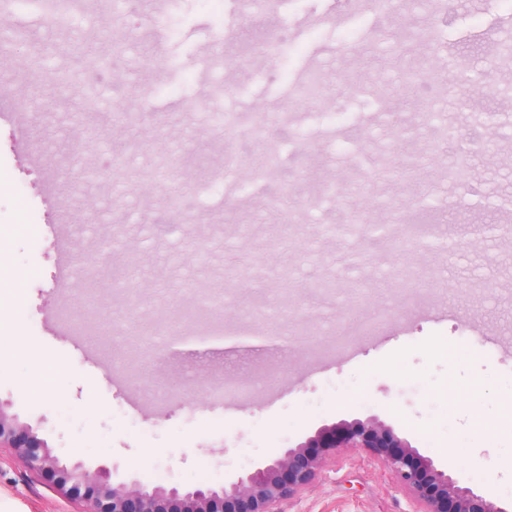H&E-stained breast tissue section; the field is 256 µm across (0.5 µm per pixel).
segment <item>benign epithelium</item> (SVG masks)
Instances as JSON below:
<instances>
[{"label": "benign epithelium", "instance_id": "obj_1", "mask_svg": "<svg viewBox=\"0 0 512 512\" xmlns=\"http://www.w3.org/2000/svg\"><path fill=\"white\" fill-rule=\"evenodd\" d=\"M192 206L191 197L182 192L168 196L170 214L178 216ZM244 334L239 328L207 324L199 340L223 341ZM4 445L19 449L28 465L49 475L64 494L88 499L89 512H280L279 505L312 484L326 457L339 448H361L387 464L417 512H507L477 490L460 485L393 426L375 417L324 425L272 463L221 486H149L137 480L115 485L106 468L90 470L81 462L60 459L32 426L20 423L0 403V447Z\"/></svg>", "mask_w": 512, "mask_h": 512}]
</instances>
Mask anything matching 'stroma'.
Wrapping results in <instances>:
<instances>
[{"instance_id":"stroma-1","label":"stroma","mask_w":512,"mask_h":512,"mask_svg":"<svg viewBox=\"0 0 512 512\" xmlns=\"http://www.w3.org/2000/svg\"><path fill=\"white\" fill-rule=\"evenodd\" d=\"M408 0L392 19L352 0H297L255 16L239 0H85L64 21L29 5L0 10V402L54 454L112 480L220 485L269 463L322 425L378 417L420 453L502 507L512 506V14L500 0ZM127 32L122 43L110 32ZM292 50L267 60L280 30ZM354 42H347V35ZM336 118L297 101L307 70ZM418 84L404 90V72ZM447 76L437 93L436 73ZM70 74L61 85L58 75ZM485 91L468 95L464 77ZM252 111L285 158L301 221L280 238L269 186L232 199L212 188L224 132L209 116ZM448 115L452 139L427 113ZM462 195L448 171L472 136ZM190 192V222L157 237L163 192L144 197L160 159ZM348 173V204L371 195L374 241L342 228L327 183ZM429 234L399 248L405 227ZM339 225L327 235L323 228ZM89 263L107 281L138 273L137 327L177 319L196 293L231 290L221 318L255 345L163 340L154 359L81 333L124 315L79 304ZM424 279L422 286L411 275ZM329 284L330 298L314 290ZM262 309L269 323L248 314ZM310 338L286 348L296 326ZM202 394L195 409L182 393ZM0 448V512H81ZM389 469L346 449L285 512H412Z\"/></svg>"}]
</instances>
